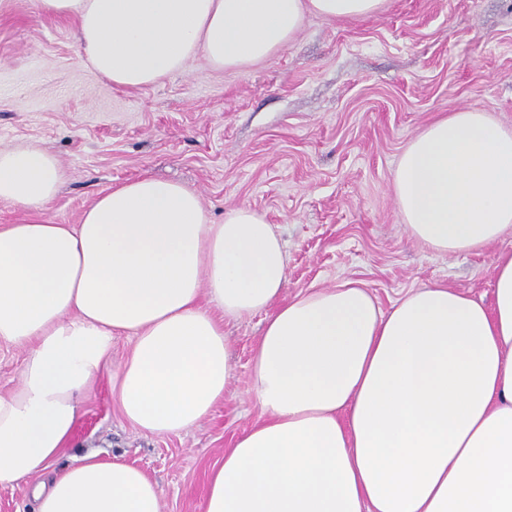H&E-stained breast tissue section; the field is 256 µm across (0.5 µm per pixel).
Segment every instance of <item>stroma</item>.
<instances>
[{
  "label": "stroma",
  "mask_w": 512,
  "mask_h": 512,
  "mask_svg": "<svg viewBox=\"0 0 512 512\" xmlns=\"http://www.w3.org/2000/svg\"><path fill=\"white\" fill-rule=\"evenodd\" d=\"M75 21L40 0H0V149L35 144L67 172L47 212L79 223L99 193L142 175L195 190L213 222L247 205L275 224L288 254L283 299L361 282L382 310L409 288L445 283L492 296L493 260L512 236L439 255L409 238L392 172L407 142L458 109L512 127V0H389L363 21L310 16L268 60L217 71L195 58L136 90L82 59ZM258 313L224 324L234 375L224 399L177 436L128 424L100 375L59 465L89 450L119 455L155 481L163 512H202L225 448L260 417L251 390Z\"/></svg>",
  "instance_id": "1"
}]
</instances>
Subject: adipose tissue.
<instances>
[{"label":"adipose tissue","mask_w":512,"mask_h":512,"mask_svg":"<svg viewBox=\"0 0 512 512\" xmlns=\"http://www.w3.org/2000/svg\"><path fill=\"white\" fill-rule=\"evenodd\" d=\"M388 0H42L112 85L138 89L202 57L242 70L307 17L361 21ZM65 179L35 145L0 150V342L27 352L0 396V487L36 512H162L141 469L91 451L54 464L92 380L147 435L206 419L233 376L224 320L265 313L250 379L263 412L213 470L203 512H512V251L493 301L422 285L381 310L354 281L289 300L285 245L248 206L208 218L195 190L144 175L79 223L46 217ZM409 237L439 254L512 235V128L461 109L411 139L392 175ZM134 335L120 360L112 341Z\"/></svg>","instance_id":"1"}]
</instances>
